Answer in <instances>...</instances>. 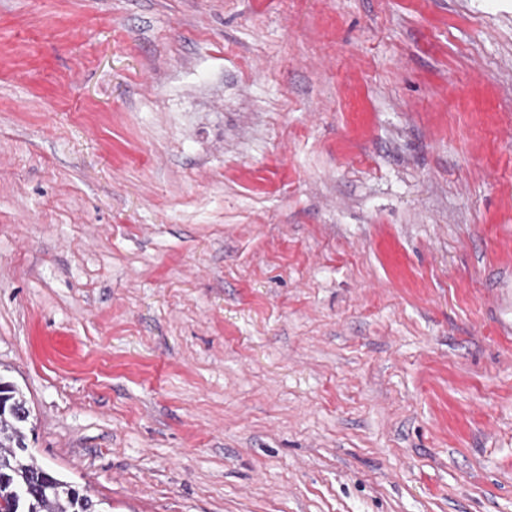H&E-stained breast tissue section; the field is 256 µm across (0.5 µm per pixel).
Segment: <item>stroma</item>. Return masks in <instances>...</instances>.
I'll list each match as a JSON object with an SVG mask.
<instances>
[{"instance_id":"stroma-1","label":"stroma","mask_w":512,"mask_h":512,"mask_svg":"<svg viewBox=\"0 0 512 512\" xmlns=\"http://www.w3.org/2000/svg\"><path fill=\"white\" fill-rule=\"evenodd\" d=\"M512 0H0V375L100 512H512Z\"/></svg>"}]
</instances>
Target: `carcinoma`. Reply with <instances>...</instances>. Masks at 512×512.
Instances as JSON below:
<instances>
[{
  "mask_svg": "<svg viewBox=\"0 0 512 512\" xmlns=\"http://www.w3.org/2000/svg\"><path fill=\"white\" fill-rule=\"evenodd\" d=\"M30 410L23 394L0 380V508L5 512H98L97 503L27 456Z\"/></svg>",
  "mask_w": 512,
  "mask_h": 512,
  "instance_id": "1",
  "label": "carcinoma"
}]
</instances>
